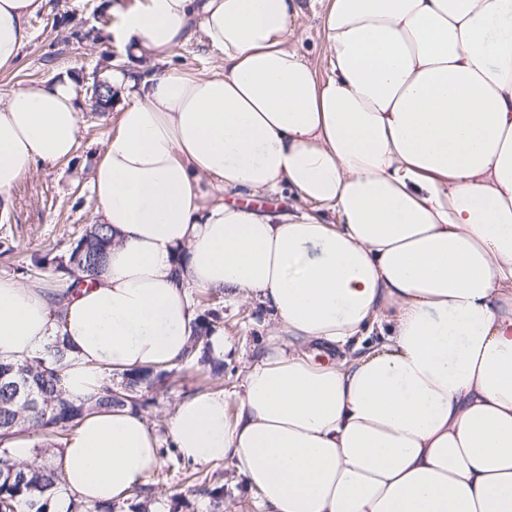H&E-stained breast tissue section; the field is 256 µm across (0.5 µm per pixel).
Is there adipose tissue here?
Returning a JSON list of instances; mask_svg holds the SVG:
<instances>
[{
  "label": "adipose tissue",
  "mask_w": 512,
  "mask_h": 512,
  "mask_svg": "<svg viewBox=\"0 0 512 512\" xmlns=\"http://www.w3.org/2000/svg\"><path fill=\"white\" fill-rule=\"evenodd\" d=\"M43 0H0V71ZM296 0H143L118 35L211 72H110L119 112L90 188L112 247L91 285L0 276V360L67 349L62 387L170 368L194 292L261 306L272 335L235 396L176 400L166 435L95 411L51 464L125 505L161 464L224 462L259 512H512V0H327V74L289 44ZM76 85L0 87V208L69 159ZM290 188L318 212L252 196ZM217 64L207 49L193 42L173 50L167 58L155 64L154 70L161 73L178 68L190 74H200L212 71Z\"/></svg>",
  "instance_id": "ef3b65f1"
}]
</instances>
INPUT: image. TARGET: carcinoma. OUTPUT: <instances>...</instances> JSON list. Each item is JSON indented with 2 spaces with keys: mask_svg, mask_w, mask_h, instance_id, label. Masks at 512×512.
<instances>
[{
  "mask_svg": "<svg viewBox=\"0 0 512 512\" xmlns=\"http://www.w3.org/2000/svg\"><path fill=\"white\" fill-rule=\"evenodd\" d=\"M112 246V229L93 224L56 265L67 280L76 272L95 279L102 272ZM221 315L208 308L200 314L199 325L186 355L178 362L181 370L210 384L224 378V363L214 362L200 340ZM51 362L34 359L24 362L0 361V443L21 433L41 436L51 444L63 438L85 414L96 408L129 405L143 411L151 404L147 394L163 385L172 375L170 369H139L124 373L120 380L109 377L101 395L89 400L69 398L61 387V372L66 348L60 343L50 347ZM62 475L44 464L29 471L17 467L9 452L0 448V512H48L53 493L61 489ZM191 495L208 499L210 512H224V486L203 479L191 489Z\"/></svg>",
  "mask_w": 512,
  "mask_h": 512,
  "instance_id": "carcinoma-1",
  "label": "carcinoma"
}]
</instances>
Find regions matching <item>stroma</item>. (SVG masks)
<instances>
[{"instance_id": "1", "label": "stroma", "mask_w": 512, "mask_h": 512, "mask_svg": "<svg viewBox=\"0 0 512 512\" xmlns=\"http://www.w3.org/2000/svg\"><path fill=\"white\" fill-rule=\"evenodd\" d=\"M142 0H46L43 10L31 17L29 43L11 70L0 73L6 85H49L72 79L79 92L78 147L69 159L51 167H36L11 192V204L0 213V276L29 282L25 269L34 260L64 255L97 221L96 201L90 192V174L112 128L116 104L97 107L85 90L93 76L109 69L137 72L145 61L137 57L113 33L126 10ZM324 0H298L291 44L318 69L326 67L322 38ZM216 60L197 43L176 48L155 64L156 72L177 68L190 74L207 73ZM224 332L235 344L224 362L220 390L233 391L246 368L260 358L269 334L268 317L255 307L224 305ZM200 474L220 475L224 484V512H256L241 477L221 463L200 466Z\"/></svg>"}]
</instances>
